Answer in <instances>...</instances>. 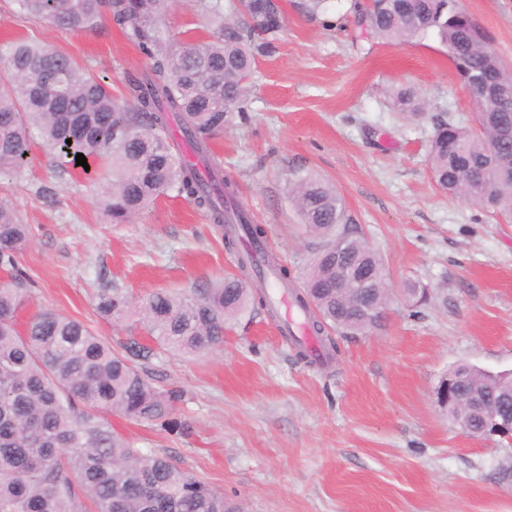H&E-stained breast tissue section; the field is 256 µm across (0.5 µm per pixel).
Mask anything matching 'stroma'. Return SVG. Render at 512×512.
Here are the masks:
<instances>
[{
    "mask_svg": "<svg viewBox=\"0 0 512 512\" xmlns=\"http://www.w3.org/2000/svg\"><path fill=\"white\" fill-rule=\"evenodd\" d=\"M282 0L287 23L259 57L247 117L212 149L235 183L236 203L265 225L266 243L301 284L318 240L288 199L291 172L332 181L354 225L383 257L392 295L382 325L338 338L320 363L301 358L282 319L262 306L242 313L219 349L195 358L161 353L147 367L182 391L178 415L191 434L112 416L135 447L158 452L208 482L241 512H512L501 469L512 448L464 434L436 402L449 369L512 370V222L439 191L425 158L443 116L473 125L475 109L437 40L386 42L361 35L354 0L304 14ZM512 69V0H463ZM36 37L107 76L114 91L151 60L110 19L69 32L0 0V40ZM415 88L412 120L390 96ZM108 169L59 173L35 151L22 173L0 178L34 237L21 264L32 282L20 321L49 308L87 323L112 344L139 335L136 318L115 323L96 305L117 284L136 296L199 288L236 272L234 253L192 201L168 194L125 224L101 208ZM419 281L431 301L411 306Z\"/></svg>",
    "mask_w": 512,
    "mask_h": 512,
    "instance_id": "obj_1",
    "label": "stroma"
}]
</instances>
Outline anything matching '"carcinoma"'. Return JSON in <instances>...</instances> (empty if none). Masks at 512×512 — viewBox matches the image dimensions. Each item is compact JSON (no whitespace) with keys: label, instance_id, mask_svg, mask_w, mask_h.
<instances>
[{"label":"carcinoma","instance_id":"obj_1","mask_svg":"<svg viewBox=\"0 0 512 512\" xmlns=\"http://www.w3.org/2000/svg\"><path fill=\"white\" fill-rule=\"evenodd\" d=\"M14 2L29 19L72 32L108 16L153 64L118 97L105 77L58 49L24 38L0 44V62L11 75L0 83V175L21 171L36 147L54 154L63 173L81 153L112 167L99 201L115 224L174 192L207 213L227 250L243 238L264 241L265 226L235 207L234 184L221 177L211 140L245 119L248 83L283 29V7L272 0H199L219 33L176 47L167 19L172 0ZM358 23L388 42L432 34L464 84L483 83L475 126L436 122L427 163L440 191L512 220V73L490 48L489 32L457 0H373L358 10ZM391 104L403 116L422 115L412 89L396 91ZM174 123L206 171L184 158L170 135ZM288 198L320 239L295 302L313 312L310 327L335 351L329 332L354 335L377 324L376 311L390 294L385 263L352 230L332 181L293 172ZM32 238V226L1 198L0 270L7 281L0 283V512H240L176 460L135 447L109 416L191 433V423L175 417L181 391L160 387L144 363L161 351L198 356L221 347L230 322L250 302L267 299L265 276L241 255L237 273L190 292L136 299L124 288H103L99 315L120 322L133 311L145 333L143 342L132 337L114 348L85 322L52 309L20 324L30 288L20 256ZM339 246L372 279L366 305L353 304L346 290L328 289L336 282ZM474 379L493 407L512 409L499 400L512 390L511 374L476 368Z\"/></svg>","mask_w":512,"mask_h":512}]
</instances>
